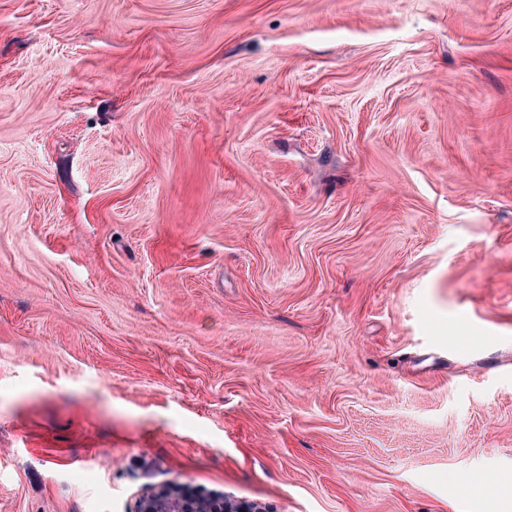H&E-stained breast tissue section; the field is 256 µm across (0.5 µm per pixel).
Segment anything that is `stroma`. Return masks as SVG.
<instances>
[{
    "mask_svg": "<svg viewBox=\"0 0 512 512\" xmlns=\"http://www.w3.org/2000/svg\"><path fill=\"white\" fill-rule=\"evenodd\" d=\"M512 512V0H0V512ZM139 512H233L250 511L248 508L224 507V498L204 497L192 491H176L158 488L143 494L138 505Z\"/></svg>",
    "mask_w": 512,
    "mask_h": 512,
    "instance_id": "stroma-1",
    "label": "stroma"
}]
</instances>
